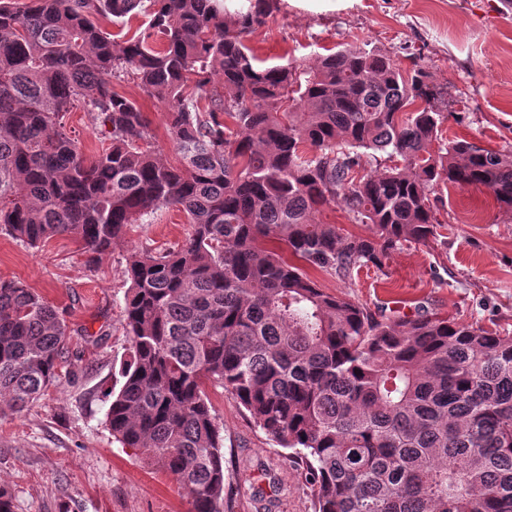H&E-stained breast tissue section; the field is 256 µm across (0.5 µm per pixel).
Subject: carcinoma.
<instances>
[{
	"mask_svg": "<svg viewBox=\"0 0 512 512\" xmlns=\"http://www.w3.org/2000/svg\"><path fill=\"white\" fill-rule=\"evenodd\" d=\"M280 0H0V230L57 235L95 263L162 207L187 215L173 250H133L129 359L106 425L172 476L190 512H232L220 384L305 472L314 512H512V336L454 319L376 314L303 270L388 275L404 243L437 239L439 182L479 185L512 211V153L441 140L448 91L415 66L346 46L262 68L246 38ZM147 12L102 31L96 15ZM168 103L177 164L113 81ZM80 103L110 145L86 156L64 117ZM384 152L392 166L368 169ZM340 205L365 226L319 224ZM61 312L0 280V414L58 377Z\"/></svg>",
	"mask_w": 512,
	"mask_h": 512,
	"instance_id": "cac0c4a2",
	"label": "carcinoma"
}]
</instances>
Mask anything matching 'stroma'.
I'll use <instances>...</instances> for the list:
<instances>
[{"mask_svg": "<svg viewBox=\"0 0 512 512\" xmlns=\"http://www.w3.org/2000/svg\"><path fill=\"white\" fill-rule=\"evenodd\" d=\"M248 45L262 67L310 66L325 50L347 45L379 50L403 70L423 66L448 90L443 140L512 151V11L502 0H284ZM115 87L140 101L157 145L176 161L167 105L142 98L132 78ZM65 122L86 155L109 146L83 105H74ZM430 198L439 245L404 246L385 276L365 269L348 283L314 270L311 278L376 313L424 311L512 336V214L481 186L441 183ZM189 230L183 212L161 209L149 223L131 225L124 241L92 266L69 237L33 247L0 231V279L23 282L64 313L67 354L79 364L76 375L61 372L24 412L0 415V484L12 494L13 512H189L188 496L171 476L113 439L104 396L128 354L123 308L130 249L166 250ZM205 391L224 427L234 512H313L304 473L287 449L222 387Z\"/></svg>", "mask_w": 512, "mask_h": 512, "instance_id": "stroma-1", "label": "stroma"}]
</instances>
